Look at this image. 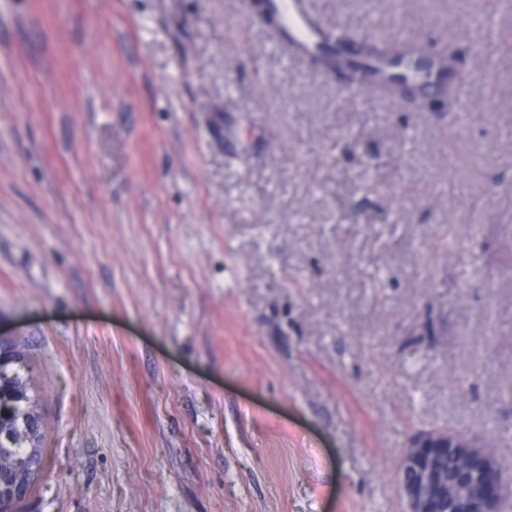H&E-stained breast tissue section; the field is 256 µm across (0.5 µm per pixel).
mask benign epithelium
Listing matches in <instances>:
<instances>
[{
    "instance_id": "benign-epithelium-1",
    "label": "benign epithelium",
    "mask_w": 512,
    "mask_h": 512,
    "mask_svg": "<svg viewBox=\"0 0 512 512\" xmlns=\"http://www.w3.org/2000/svg\"><path fill=\"white\" fill-rule=\"evenodd\" d=\"M460 460L458 475L441 476L446 453ZM509 479L485 438L432 427L408 440L399 468V490L406 512H512Z\"/></svg>"
}]
</instances>
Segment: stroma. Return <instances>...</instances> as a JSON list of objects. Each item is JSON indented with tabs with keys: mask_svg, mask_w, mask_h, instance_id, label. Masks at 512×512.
Instances as JSON below:
<instances>
[{
	"mask_svg": "<svg viewBox=\"0 0 512 512\" xmlns=\"http://www.w3.org/2000/svg\"><path fill=\"white\" fill-rule=\"evenodd\" d=\"M313 3L495 77L459 127L287 62L251 0H0V340L45 430L14 512H403L430 427L512 472V13Z\"/></svg>",
	"mask_w": 512,
	"mask_h": 512,
	"instance_id": "35a3bbf8",
	"label": "stroma"
}]
</instances>
